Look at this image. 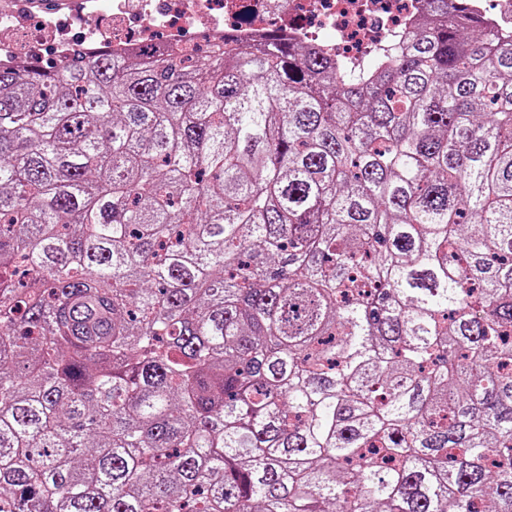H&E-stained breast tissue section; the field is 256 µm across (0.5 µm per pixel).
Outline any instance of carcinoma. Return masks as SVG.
Listing matches in <instances>:
<instances>
[{
  "label": "carcinoma",
  "instance_id": "carcinoma-1",
  "mask_svg": "<svg viewBox=\"0 0 512 512\" xmlns=\"http://www.w3.org/2000/svg\"><path fill=\"white\" fill-rule=\"evenodd\" d=\"M422 2L0 64V512H512V35Z\"/></svg>",
  "mask_w": 512,
  "mask_h": 512
}]
</instances>
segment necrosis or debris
<instances>
[{"label":"necrosis or debris","instance_id":"obj_1","mask_svg":"<svg viewBox=\"0 0 512 512\" xmlns=\"http://www.w3.org/2000/svg\"><path fill=\"white\" fill-rule=\"evenodd\" d=\"M420 12L419 0H113L109 46L130 59L177 48L191 30L249 44L271 27L360 60L372 45L408 36Z\"/></svg>","mask_w":512,"mask_h":512}]
</instances>
